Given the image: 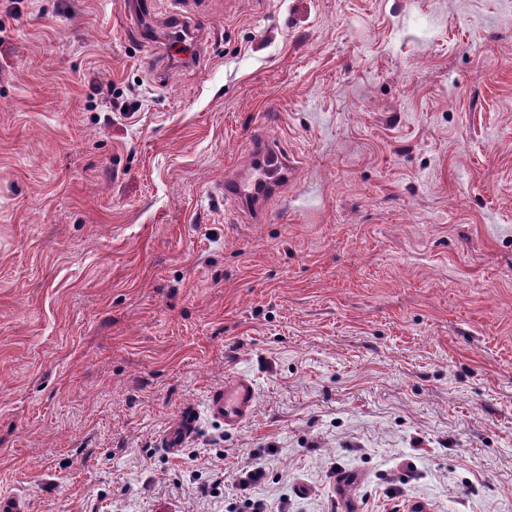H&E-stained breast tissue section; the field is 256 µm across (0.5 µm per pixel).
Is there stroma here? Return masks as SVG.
Masks as SVG:
<instances>
[{
    "instance_id": "35a3bbf8",
    "label": "stroma",
    "mask_w": 512,
    "mask_h": 512,
    "mask_svg": "<svg viewBox=\"0 0 512 512\" xmlns=\"http://www.w3.org/2000/svg\"><path fill=\"white\" fill-rule=\"evenodd\" d=\"M169 2L0 0V496L512 512V0ZM261 135L300 168L255 224ZM246 153L248 165L225 176L219 192L236 213L247 214L254 223H260L268 201L294 178L299 158L280 142L266 138L251 139ZM257 396L253 381L244 375H225L224 385L211 390L208 410L224 427L241 425L251 415Z\"/></svg>"
}]
</instances>
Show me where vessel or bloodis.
<instances>
[{
	"label": "vessel or blood",
	"instance_id": "b4317fda",
	"mask_svg": "<svg viewBox=\"0 0 512 512\" xmlns=\"http://www.w3.org/2000/svg\"><path fill=\"white\" fill-rule=\"evenodd\" d=\"M246 153L248 165L226 176L220 192L236 213L248 215L259 223L268 201L293 179L299 159L280 142L266 138L251 139ZM256 396V386L250 378L228 375L222 386L211 390L208 410L225 427L234 428L249 418Z\"/></svg>",
	"mask_w": 512,
	"mask_h": 512
}]
</instances>
